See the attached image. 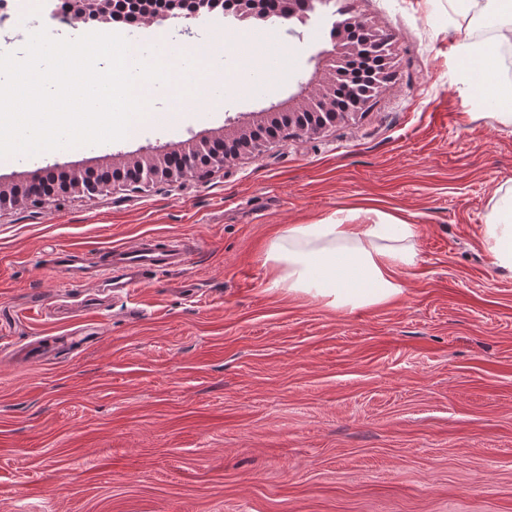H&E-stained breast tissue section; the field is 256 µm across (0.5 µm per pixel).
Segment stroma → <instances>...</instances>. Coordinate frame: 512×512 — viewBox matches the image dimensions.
Instances as JSON below:
<instances>
[{"mask_svg":"<svg viewBox=\"0 0 512 512\" xmlns=\"http://www.w3.org/2000/svg\"><path fill=\"white\" fill-rule=\"evenodd\" d=\"M391 40L372 107L314 139L139 191L0 210V512H512V274L482 229L512 179V125L456 73L452 38L490 40L448 0H349ZM330 13L280 35L287 81L228 90L182 125L17 156L11 187L58 164L114 168L229 127L308 79ZM218 16L137 29L139 56L234 33ZM373 201L415 224L403 293L363 310L270 289L267 241ZM195 244L129 295L69 285L56 251L142 235Z\"/></svg>","mask_w":512,"mask_h":512,"instance_id":"1","label":"stroma"}]
</instances>
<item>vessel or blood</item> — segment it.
<instances>
[{
  "label": "vessel or blood",
  "instance_id": "obj_1",
  "mask_svg": "<svg viewBox=\"0 0 512 512\" xmlns=\"http://www.w3.org/2000/svg\"><path fill=\"white\" fill-rule=\"evenodd\" d=\"M193 249V244L183 239L146 235L131 243L100 248L95 265L79 248L57 251L53 263L69 282L78 283L93 274L100 288L126 294L140 286L149 274L184 268Z\"/></svg>",
  "mask_w": 512,
  "mask_h": 512
}]
</instances>
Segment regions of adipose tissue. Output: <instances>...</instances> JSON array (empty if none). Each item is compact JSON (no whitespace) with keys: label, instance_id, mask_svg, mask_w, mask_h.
Instances as JSON below:
<instances>
[{"label":"adipose tissue","instance_id":"1","mask_svg":"<svg viewBox=\"0 0 512 512\" xmlns=\"http://www.w3.org/2000/svg\"><path fill=\"white\" fill-rule=\"evenodd\" d=\"M455 40L477 65L465 66L467 86L481 85V98L499 121L512 125V83L487 70L496 49L512 44V21L496 28L491 43L468 42L463 31ZM494 266L512 272V184L500 186L483 229ZM264 263L275 290L307 296L333 309L351 311L381 306L404 291L401 276L417 263L414 225L373 205L337 210L311 224H287L267 242Z\"/></svg>","mask_w":512,"mask_h":512}]
</instances>
